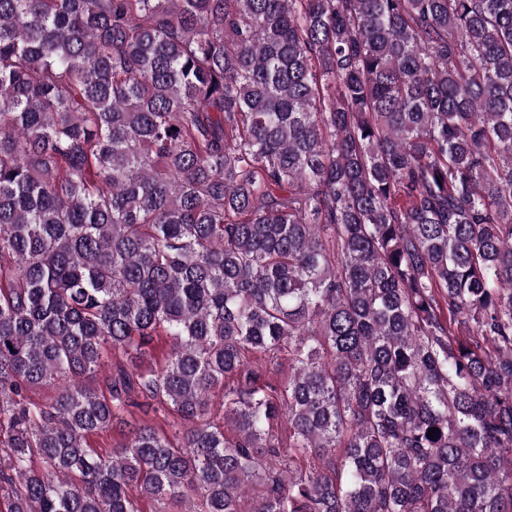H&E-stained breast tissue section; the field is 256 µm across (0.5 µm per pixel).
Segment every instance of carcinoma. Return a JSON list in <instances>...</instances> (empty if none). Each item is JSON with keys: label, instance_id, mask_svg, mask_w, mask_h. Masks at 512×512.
Masks as SVG:
<instances>
[{"label": "carcinoma", "instance_id": "1", "mask_svg": "<svg viewBox=\"0 0 512 512\" xmlns=\"http://www.w3.org/2000/svg\"><path fill=\"white\" fill-rule=\"evenodd\" d=\"M145 498L512 512V0H0V500ZM124 442V435L119 431L112 429L110 431L88 437V443L103 455L112 454V448H115Z\"/></svg>", "mask_w": 512, "mask_h": 512}]
</instances>
